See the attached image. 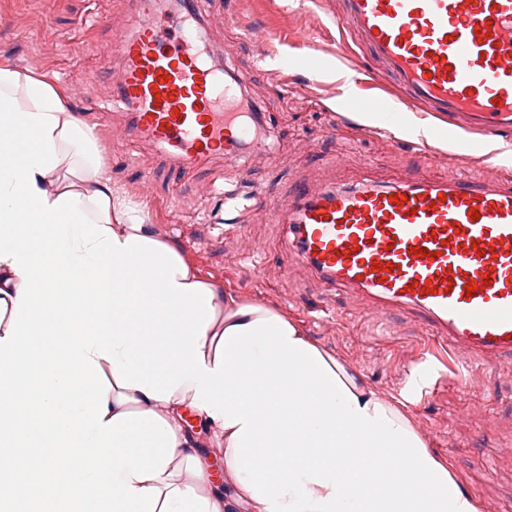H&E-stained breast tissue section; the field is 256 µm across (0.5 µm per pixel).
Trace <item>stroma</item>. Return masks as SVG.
<instances>
[{
    "instance_id": "1",
    "label": "stroma",
    "mask_w": 512,
    "mask_h": 512,
    "mask_svg": "<svg viewBox=\"0 0 512 512\" xmlns=\"http://www.w3.org/2000/svg\"><path fill=\"white\" fill-rule=\"evenodd\" d=\"M205 9L214 46L259 106L267 134L234 176L217 159L174 171L158 146L108 130L112 76L94 73L92 49L131 28L128 0H0V62L62 89L71 110L93 127L113 187L158 235L174 239L205 279L242 301L275 305L373 390L399 395L422 342L417 318H385L367 300L330 291L288 256L289 228L270 213L296 182L393 184L418 171L449 175L459 165L484 178L512 161V152L490 140L459 162L451 144L416 146L413 127L426 122L424 113L389 127L344 111L356 71L337 53L334 0H206ZM312 55L321 62L315 76ZM257 184L266 188L260 200L252 196ZM408 409L457 482L475 499L512 512V362L481 369L466 385L440 381L432 397L414 394Z\"/></svg>"
}]
</instances>
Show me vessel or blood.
I'll return each mask as SVG.
<instances>
[{"label":"vessel or blood","instance_id":"b4317fda","mask_svg":"<svg viewBox=\"0 0 512 512\" xmlns=\"http://www.w3.org/2000/svg\"><path fill=\"white\" fill-rule=\"evenodd\" d=\"M136 22L96 52L117 63L112 98L127 112V136L160 146L187 169L222 158L236 168L246 127L237 89L208 49L210 23L198 0H133ZM345 41L371 60L347 100L355 112L401 125L404 111L435 118L420 147L447 132L512 137V0H338ZM490 25L488 35L476 27ZM388 76L406 104L389 109L367 95ZM403 205L393 204V196ZM478 218H470L469 209ZM293 231L296 258L328 288L402 310L422 321L439 356L463 362L512 360V171L493 179L415 173L390 184L334 188L297 184L274 211ZM425 249L426 258L416 257ZM391 265L387 278L374 264ZM491 284H484V277ZM474 293H466L468 283ZM430 292H421V284Z\"/></svg>","mask_w":512,"mask_h":512}]
</instances>
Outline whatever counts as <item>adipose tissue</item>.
<instances>
[{"label":"adipose tissue","mask_w":512,"mask_h":512,"mask_svg":"<svg viewBox=\"0 0 512 512\" xmlns=\"http://www.w3.org/2000/svg\"><path fill=\"white\" fill-rule=\"evenodd\" d=\"M410 401L204 280L58 91L0 66V454L60 473L62 512H478Z\"/></svg>","instance_id":"adipose-tissue-1"}]
</instances>
